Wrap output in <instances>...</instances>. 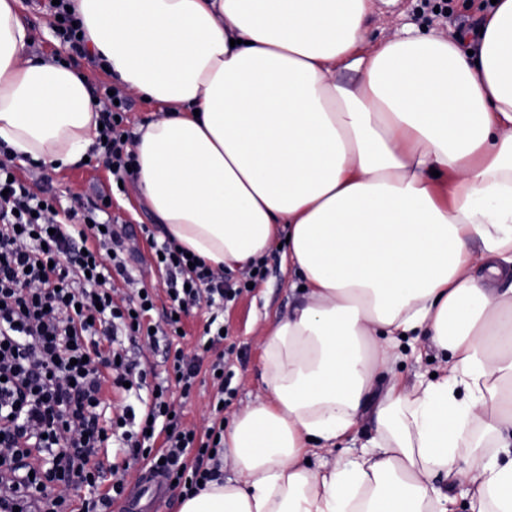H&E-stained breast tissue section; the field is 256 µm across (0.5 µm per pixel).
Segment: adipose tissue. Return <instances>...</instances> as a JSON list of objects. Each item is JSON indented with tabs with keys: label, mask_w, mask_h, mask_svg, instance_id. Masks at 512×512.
Listing matches in <instances>:
<instances>
[{
	"label": "adipose tissue",
	"mask_w": 512,
	"mask_h": 512,
	"mask_svg": "<svg viewBox=\"0 0 512 512\" xmlns=\"http://www.w3.org/2000/svg\"><path fill=\"white\" fill-rule=\"evenodd\" d=\"M73 2L90 54L159 107L130 149L166 236L240 272L286 236L302 288L266 330L263 397L224 429L233 478L178 512H455L459 483L470 512H512V0L473 40L379 42L372 0ZM24 9L0 0V142L57 171L100 114L30 53ZM422 342L447 372L378 389ZM366 416L361 455L309 463Z\"/></svg>",
	"instance_id": "obj_1"
}]
</instances>
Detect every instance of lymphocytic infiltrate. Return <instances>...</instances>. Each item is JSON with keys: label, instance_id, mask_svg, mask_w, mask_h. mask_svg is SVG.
<instances>
[{"label": "lymphocytic infiltrate", "instance_id": "f902f5d3", "mask_svg": "<svg viewBox=\"0 0 512 512\" xmlns=\"http://www.w3.org/2000/svg\"><path fill=\"white\" fill-rule=\"evenodd\" d=\"M71 4L60 0L49 8L70 58L85 52ZM93 96L104 137L93 155L119 182L135 162L124 140L128 99L107 83L96 85ZM102 211L95 202L59 211L56 196L38 195L18 176L0 143V512H112L131 461L165 485L194 491L218 477L223 427L198 434L176 413L172 393L189 397L201 369H208L210 408L223 416L232 375L223 357L208 363L204 356L223 345L224 304L239 291L223 273L150 231L151 262L165 275L168 297L162 317L153 319L156 293L133 287L122 232ZM194 307L208 317L189 355L173 341ZM154 352L169 363L171 379H158ZM113 391L125 404L111 416ZM58 416L72 430L68 441L58 437ZM112 447L122 461L110 459ZM59 483L89 493L61 497Z\"/></svg>", "mask_w": 512, "mask_h": 512}]
</instances>
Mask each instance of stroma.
<instances>
[{
	"label": "stroma",
	"instance_id": "stroma-1",
	"mask_svg": "<svg viewBox=\"0 0 512 512\" xmlns=\"http://www.w3.org/2000/svg\"><path fill=\"white\" fill-rule=\"evenodd\" d=\"M446 16L426 20L418 14L419 0H374L367 17V28L372 38L389 36L403 25H411L427 33L441 31L455 36L463 30H474L481 26L485 12L468 7L466 0H447ZM21 175L33 181L36 189H51L61 206H75L95 199L96 195L111 193V215L119 225L125 226V247L138 258V280L156 289L157 309H164L167 296L164 294V276L150 261V247L140 227L152 224L151 214L140 202L134 183H127L124 191H116L111 171L104 164L67 167L58 171L24 167ZM263 278L250 280L248 275L235 273L236 281L245 289L239 298L224 310V327L228 332L225 342L230 348L229 362L234 373L232 395L224 404L225 418L233 415L244 405L264 392L262 380V342L270 322L287 315L296 301L290 289L293 275L283 258L281 249L271 248L263 259ZM401 365L395 373L404 384H412L418 378L442 373L447 360L441 354L431 351L413 353L410 347L399 350Z\"/></svg>",
	"mask_w": 512,
	"mask_h": 512
}]
</instances>
